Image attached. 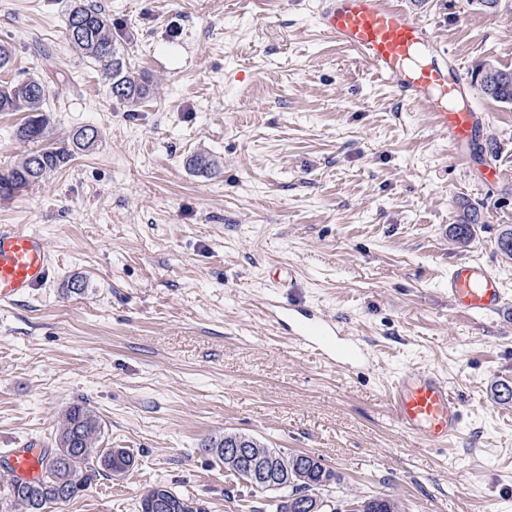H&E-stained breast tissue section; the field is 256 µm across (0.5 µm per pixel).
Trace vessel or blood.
Listing matches in <instances>:
<instances>
[{"label":"vessel or blood","mask_w":512,"mask_h":512,"mask_svg":"<svg viewBox=\"0 0 512 512\" xmlns=\"http://www.w3.org/2000/svg\"><path fill=\"white\" fill-rule=\"evenodd\" d=\"M321 30L383 76L400 97L419 103L455 156L469 153L483 132L479 112L465 106L468 86L456 56L435 40L407 0H321ZM51 257L44 238L21 227L0 225V303L16 301L48 279ZM448 303L470 318L493 316L512 305L491 265L461 261L448 269ZM271 318L292 321V336L306 348L336 363L363 362L360 346L336 350L345 327L335 318L295 301H274ZM390 410L401 430L431 447L456 437L464 420V404L445 377L432 370L409 368L392 380ZM8 465L0 481H33L48 458L30 447L7 451Z\"/></svg>","instance_id":"obj_1"}]
</instances>
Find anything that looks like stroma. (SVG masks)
Here are the masks:
<instances>
[{
    "label": "stroma",
    "mask_w": 512,
    "mask_h": 512,
    "mask_svg": "<svg viewBox=\"0 0 512 512\" xmlns=\"http://www.w3.org/2000/svg\"><path fill=\"white\" fill-rule=\"evenodd\" d=\"M126 60L153 92L136 110L99 63L69 45L71 0H0V83L51 88L54 139L96 128L92 148L0 199V225L41 233L46 283L0 306V466L6 449L52 447L84 401L104 445L135 465L98 477L64 512H137L165 484L207 512H261L202 446L226 432L302 451L336 472L348 499L389 494L406 512H512V309L468 319L448 304V268L492 265L512 296V105L470 92L482 139L459 162L426 112L321 32L318 0H99ZM414 8L465 73L512 70V0ZM23 113L0 112V170L32 149ZM213 155L218 170L190 169ZM495 168L505 173L484 181ZM480 220L450 233L463 208ZM293 289L270 287L275 269ZM85 288H69L73 278ZM296 297L336 318L372 363L333 366L296 346L266 300ZM409 367L447 377L463 399L447 447L402 432L386 397Z\"/></svg>",
    "instance_id": "stroma-1"
}]
</instances>
